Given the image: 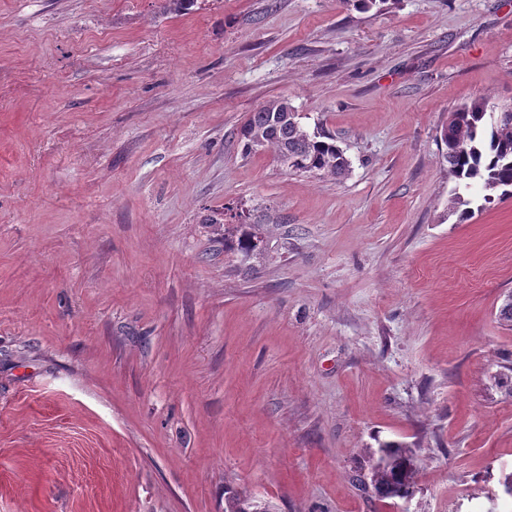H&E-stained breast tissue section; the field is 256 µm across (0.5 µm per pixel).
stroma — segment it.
I'll return each instance as SVG.
<instances>
[{"label": "stroma", "mask_w": 512, "mask_h": 512, "mask_svg": "<svg viewBox=\"0 0 512 512\" xmlns=\"http://www.w3.org/2000/svg\"><path fill=\"white\" fill-rule=\"evenodd\" d=\"M483 94L512 0H0V512H512V199L449 214L440 139ZM275 97L348 177L244 156ZM391 459L397 466L398 470L393 476L391 487L392 495L389 498H406L415 492L417 467L414 457L410 450L400 444L383 443L377 450H374L369 457V467L372 482L385 481L386 472L378 469L379 462L384 458ZM390 463L387 459H383L380 468H389Z\"/></svg>", "instance_id": "obj_1"}]
</instances>
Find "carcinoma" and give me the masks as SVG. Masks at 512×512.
I'll list each match as a JSON object with an SVG mask.
<instances>
[{
	"label": "carcinoma",
	"instance_id": "carcinoma-1",
	"mask_svg": "<svg viewBox=\"0 0 512 512\" xmlns=\"http://www.w3.org/2000/svg\"><path fill=\"white\" fill-rule=\"evenodd\" d=\"M247 155L273 152V159L290 172L309 173L336 179L348 176L350 163L341 147L323 134H309L298 121V113L285 97L268 100L251 112L240 130ZM446 147L443 158L458 188L448 200V209L467 219L474 214L471 200L462 191L477 185L487 203L512 198V110L488 111V99L478 97L448 116L441 130ZM397 466L391 487L392 497L406 498L415 492L417 467L410 450L400 444L384 443L369 457L371 481H385L378 469L383 458ZM270 505L247 497L227 498L225 512H269Z\"/></svg>",
	"mask_w": 512,
	"mask_h": 512
}]
</instances>
